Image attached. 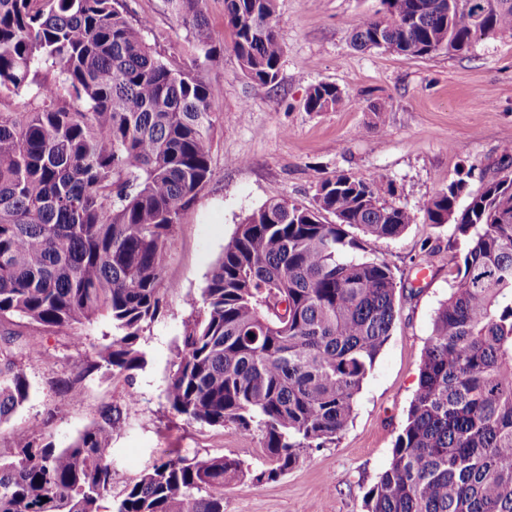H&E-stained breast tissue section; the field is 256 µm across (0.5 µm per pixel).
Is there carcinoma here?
<instances>
[{
	"mask_svg": "<svg viewBox=\"0 0 512 512\" xmlns=\"http://www.w3.org/2000/svg\"><path fill=\"white\" fill-rule=\"evenodd\" d=\"M166 2L193 35L183 56L158 52L120 0H0V102L42 101L0 111V323L66 329L77 346L78 328H109L83 372L61 381L72 401L84 374L144 363L139 340L161 310L166 240L212 178L221 90L199 71L224 35L207 24L206 0ZM275 2L224 0L231 49L259 85L277 82L284 55ZM493 2L465 12L458 0H381V15L361 17L352 41L414 58L455 55L512 34V0ZM340 100L336 86L317 83L305 107L327 112ZM467 188L461 176L421 206L431 223L453 225L465 249L367 512H512V162L479 191ZM393 194L384 175L340 174L308 205L270 200L207 273L165 395L189 422L259 434L269 467L258 483L336 440L390 336L397 282L365 255V240L414 223ZM33 395L15 361L0 363V425ZM123 425L109 404L65 448L30 426L11 429L0 512H101L106 499L111 512H224V488L249 474L224 455L170 457L114 498L112 434Z\"/></svg>",
	"mask_w": 512,
	"mask_h": 512,
	"instance_id": "cac0c4a2",
	"label": "carcinoma"
}]
</instances>
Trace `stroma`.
<instances>
[{"label": "stroma", "mask_w": 512, "mask_h": 512, "mask_svg": "<svg viewBox=\"0 0 512 512\" xmlns=\"http://www.w3.org/2000/svg\"><path fill=\"white\" fill-rule=\"evenodd\" d=\"M122 4L129 20L147 23L162 55L179 54L189 33L166 0ZM380 8V0H277L285 53L276 84L245 78L228 48L203 70L206 81L223 89L214 104L221 120L213 134V176L166 242L164 280L177 288L164 290L161 312L140 340L143 367L127 377L85 375L80 399L71 401L56 382L80 372L101 340V324L83 327L79 347L62 331L19 319L0 324V336H14L16 362L35 388L9 427H34L44 442L63 448L104 405L124 408L125 426L112 437L117 492L173 453L227 455L252 471L265 469L260 436H243L232 424L187 422L166 400L189 301L200 296L210 266L253 210L272 199L311 203L319 184L339 173L366 181L383 174L393 183L394 203L414 210L416 220L399 237L368 244L369 256L395 276L400 312L351 421L335 443L305 450L277 480L234 482L224 491V512H365L364 495L390 462L435 311L455 285L464 250L452 225L429 223L420 207L459 170L470 171L475 191L512 160V35L426 58L356 49L354 20ZM318 82L341 91L334 110L306 111L308 87ZM33 344L48 352V361L26 357ZM9 427H0L1 453L9 448Z\"/></svg>", "instance_id": "stroma-1"}]
</instances>
